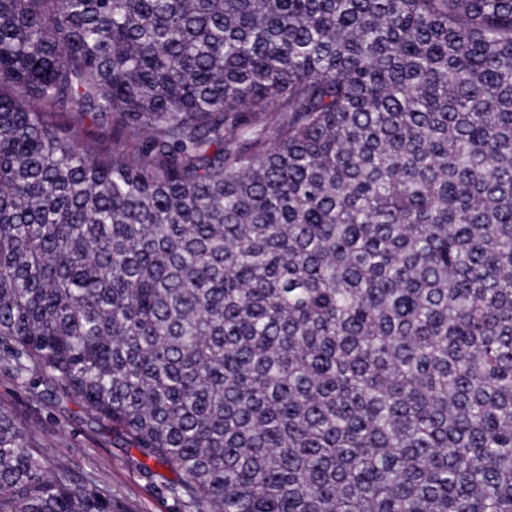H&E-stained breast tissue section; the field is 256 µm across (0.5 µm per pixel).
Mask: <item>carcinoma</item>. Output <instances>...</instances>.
<instances>
[{
    "instance_id": "obj_1",
    "label": "carcinoma",
    "mask_w": 512,
    "mask_h": 512,
    "mask_svg": "<svg viewBox=\"0 0 512 512\" xmlns=\"http://www.w3.org/2000/svg\"><path fill=\"white\" fill-rule=\"evenodd\" d=\"M0 364L190 512H512V0H0ZM0 512L123 509L0 406Z\"/></svg>"
}]
</instances>
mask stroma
Instances as JSON below:
<instances>
[{"instance_id":"stroma-1","label":"stroma","mask_w":512,"mask_h":512,"mask_svg":"<svg viewBox=\"0 0 512 512\" xmlns=\"http://www.w3.org/2000/svg\"><path fill=\"white\" fill-rule=\"evenodd\" d=\"M1 403L10 405L23 423L39 430L48 452L79 472L95 474L127 512H185L161 490L163 484L175 480V473L155 462L150 473H143L138 467L141 452L99 429L83 404L49 406L32 398L21 380L0 367Z\"/></svg>"}]
</instances>
